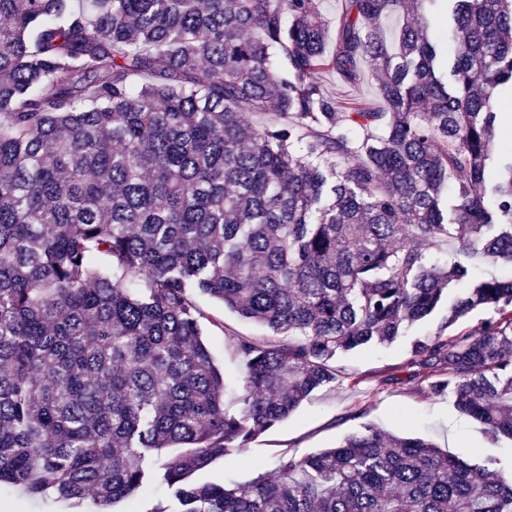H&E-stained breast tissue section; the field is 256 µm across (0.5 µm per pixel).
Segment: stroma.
I'll use <instances>...</instances> for the list:
<instances>
[{
    "instance_id": "stroma-1",
    "label": "stroma",
    "mask_w": 512,
    "mask_h": 512,
    "mask_svg": "<svg viewBox=\"0 0 512 512\" xmlns=\"http://www.w3.org/2000/svg\"><path fill=\"white\" fill-rule=\"evenodd\" d=\"M325 92L344 107L376 101V80L365 73L356 85L341 82L335 73L321 76ZM199 303L210 320L203 326L216 363L230 386L238 384L233 347L237 338H270L266 328L241 319L207 297ZM409 339L336 357L335 387L315 393L288 420L261 435L247 447L215 459L198 471V483L242 484L260 475H274L281 453L303 456L336 445L346 435L370 425L390 433L431 438L450 454L465 457L484 441L479 424L457 412L449 397L429 396L423 383L404 369ZM0 512H99L94 497L80 500L29 498L21 489L0 491Z\"/></svg>"
}]
</instances>
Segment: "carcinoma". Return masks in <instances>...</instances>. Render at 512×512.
I'll use <instances>...</instances> for the list:
<instances>
[{"label": "carcinoma", "instance_id": "cac0c4a2", "mask_svg": "<svg viewBox=\"0 0 512 512\" xmlns=\"http://www.w3.org/2000/svg\"><path fill=\"white\" fill-rule=\"evenodd\" d=\"M343 2L331 46L318 0H0V487L101 512L153 485L179 512H512V460L368 426L275 479L191 481L335 386L337 354L444 305L404 368L512 441V274L472 278L512 266V0H445L448 56L430 0ZM365 67L384 111H341L320 75ZM200 296L289 336L237 341L235 410Z\"/></svg>", "mask_w": 512, "mask_h": 512}]
</instances>
